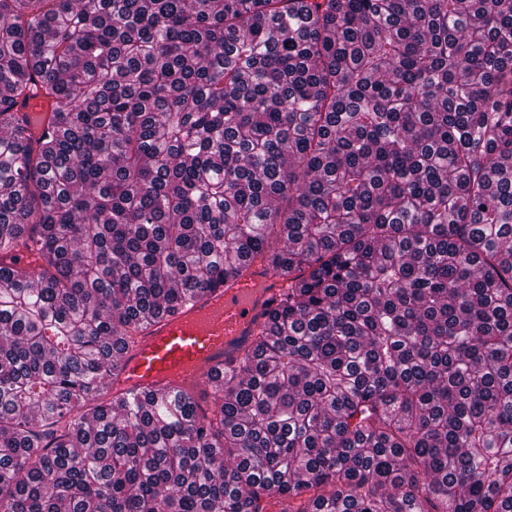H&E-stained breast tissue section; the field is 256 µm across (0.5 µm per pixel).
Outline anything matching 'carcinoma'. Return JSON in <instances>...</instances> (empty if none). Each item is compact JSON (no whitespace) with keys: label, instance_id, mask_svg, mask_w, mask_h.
<instances>
[{"label":"carcinoma","instance_id":"obj_1","mask_svg":"<svg viewBox=\"0 0 512 512\" xmlns=\"http://www.w3.org/2000/svg\"><path fill=\"white\" fill-rule=\"evenodd\" d=\"M254 257L213 397L109 394ZM0 282V512H512V0H0Z\"/></svg>","mask_w":512,"mask_h":512}]
</instances>
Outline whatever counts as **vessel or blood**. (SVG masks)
Returning a JSON list of instances; mask_svg holds the SVG:
<instances>
[{
    "label": "vessel or blood",
    "mask_w": 512,
    "mask_h": 512,
    "mask_svg": "<svg viewBox=\"0 0 512 512\" xmlns=\"http://www.w3.org/2000/svg\"><path fill=\"white\" fill-rule=\"evenodd\" d=\"M285 288L265 262H249L240 275L143 330L117 362L113 392H172L210 384L237 362Z\"/></svg>",
    "instance_id": "b4317fda"
}]
</instances>
